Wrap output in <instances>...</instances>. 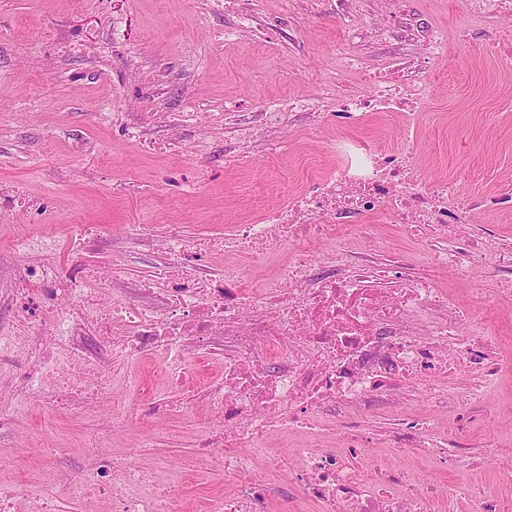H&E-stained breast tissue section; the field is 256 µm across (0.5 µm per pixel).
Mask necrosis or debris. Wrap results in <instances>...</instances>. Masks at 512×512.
I'll return each mask as SVG.
<instances>
[{
	"label": "necrosis or debris",
	"instance_id": "4bbe7bcc",
	"mask_svg": "<svg viewBox=\"0 0 512 512\" xmlns=\"http://www.w3.org/2000/svg\"><path fill=\"white\" fill-rule=\"evenodd\" d=\"M429 89V68L411 64L368 94L348 92L315 103L275 100L255 112L248 137L225 144L224 158L244 161L252 136L262 137L270 155H280L288 146L282 130L313 107L358 126L375 114L412 115ZM412 152L408 145L378 151L344 141L337 147L335 170L311 178L286 205L230 225L219 238L169 233L164 266L139 287L151 299L147 305L125 295L106 297L98 266L78 263L60 271L42 257L48 241L18 239V248L35 252V259L14 268L2 265L0 271L12 275L13 301L29 334L50 338L47 357L57 398L82 394V379L99 377L97 363L74 336L99 337L116 354L132 349L166 354L165 365L155 372L157 384L188 389L193 379L186 350L220 336L224 376L206 393L213 425L198 452L206 457L221 449L224 473L244 478L246 485L239 494L214 496L209 512H263L270 489L254 478L261 466L294 470L304 498L318 503L321 512H429L432 487L368 451L423 448L435 468L477 467L463 424L492 414L487 398L502 375L498 324L504 299L512 297V245L449 224L460 206L457 196L448 181L415 177ZM371 217L424 234L429 272L378 262L340 242L341 225ZM320 237L335 245L318 264L308 244ZM207 253H245L249 263L225 265L218 278L201 263ZM275 258L277 279L245 290L252 270ZM477 260L495 272V280L473 281L466 302L453 300L439 287L437 272L473 280ZM477 311L482 321H475ZM44 318L50 331L41 327ZM451 375L468 391V410L434 383ZM423 384L434 414L420 418L406 406ZM378 409L390 411L389 431L369 422ZM438 414L449 424L448 434H435ZM275 432L299 439L287 452L273 454L265 440ZM87 480L93 486L120 481L114 512H186L183 501L156 487L133 456L118 472L108 460H95Z\"/></svg>",
	"mask_w": 512,
	"mask_h": 512
}]
</instances>
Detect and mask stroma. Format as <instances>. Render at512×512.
Listing matches in <instances>:
<instances>
[{"instance_id":"35a3bbf8","label":"stroma","mask_w":512,"mask_h":512,"mask_svg":"<svg viewBox=\"0 0 512 512\" xmlns=\"http://www.w3.org/2000/svg\"><path fill=\"white\" fill-rule=\"evenodd\" d=\"M431 31L444 34L448 51L428 62L430 94L411 120L351 127L312 113L286 128L287 156L271 158L259 141L242 168L225 166L231 130L213 114L235 107L243 128L260 104L278 98L370 92L369 78L337 79V49L371 66L410 64L425 60L423 37ZM491 35L512 42V16L473 17L470 0H352L346 11L338 0H0V184L24 183L51 203L45 217L0 222V254L11 252L15 224H25L34 237L61 241V268L98 256L123 265L132 288L161 262L168 230L223 232L285 203L297 180L331 170L338 143L369 148L403 137L417 148L423 180L457 185L468 203L461 223L492 226L512 241V213L485 206L491 195L512 191V74L471 53ZM134 52L166 83L161 102H151L150 87L128 71ZM157 111L171 119L197 113L182 152L150 155L128 135L139 126L163 138ZM114 112L122 124L112 123ZM89 142L99 143L98 153L84 151ZM123 181L134 192L113 196V184ZM71 224L97 225L90 250L64 244ZM130 224L153 227L156 241L130 238ZM349 242L388 260L424 261L420 237L397 224L352 230ZM83 346L108 384L92 403L60 405L30 393L43 377L38 353L14 305L0 297V493L18 485L29 491L12 512H28L30 496L42 492L59 512H109L85 484L91 458L116 461L131 448L159 487L186 498L188 512H205L207 491L238 490L239 481L197 453L210 422L205 398L189 405L176 388L158 389L152 399L129 391L162 354L116 359L93 336ZM49 440L60 448L50 459L42 454Z\"/></svg>"}]
</instances>
